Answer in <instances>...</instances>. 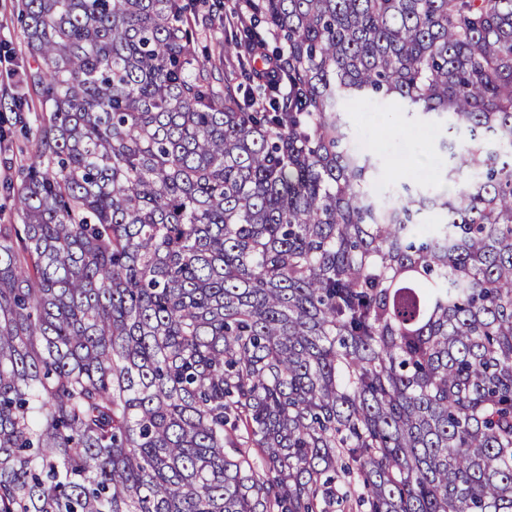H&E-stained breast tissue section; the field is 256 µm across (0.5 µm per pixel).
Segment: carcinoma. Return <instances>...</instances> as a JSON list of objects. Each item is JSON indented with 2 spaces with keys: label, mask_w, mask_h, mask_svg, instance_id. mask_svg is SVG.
<instances>
[{
  "label": "carcinoma",
  "mask_w": 512,
  "mask_h": 512,
  "mask_svg": "<svg viewBox=\"0 0 512 512\" xmlns=\"http://www.w3.org/2000/svg\"><path fill=\"white\" fill-rule=\"evenodd\" d=\"M19 8L0 512H512V0H249L262 108L184 0ZM358 98L458 190L379 203ZM221 6L213 12L207 26L196 27V35L194 34V48L197 56L201 60L214 62L218 64V57L221 59L219 70L212 71L213 86L215 89L223 90L224 83L231 82L233 85H241L243 90L248 88V79L244 71L237 65L232 66L228 62H224V26L229 28L227 22L224 21V11L228 12L236 5L232 0H221Z\"/></svg>",
  "instance_id": "cac0c4a2"
}]
</instances>
